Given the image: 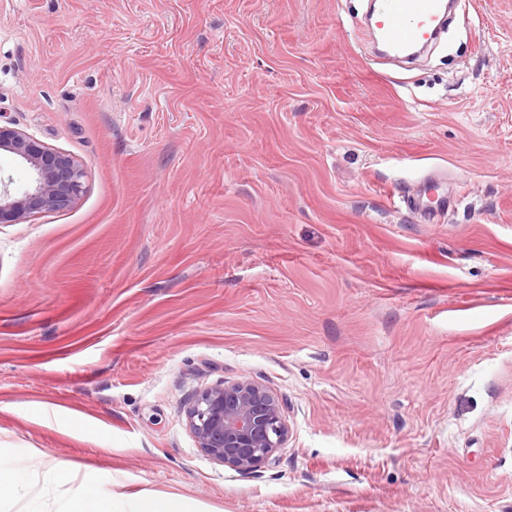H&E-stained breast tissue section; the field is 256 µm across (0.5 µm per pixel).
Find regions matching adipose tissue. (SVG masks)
<instances>
[{
	"label": "adipose tissue",
	"instance_id": "obj_1",
	"mask_svg": "<svg viewBox=\"0 0 512 512\" xmlns=\"http://www.w3.org/2000/svg\"><path fill=\"white\" fill-rule=\"evenodd\" d=\"M64 479L73 482L74 489L56 512H187L185 503L177 498L105 488L101 475L93 469L77 473L67 462L45 459L28 471L0 453V504L23 499L27 512H45L47 496Z\"/></svg>",
	"mask_w": 512,
	"mask_h": 512
}]
</instances>
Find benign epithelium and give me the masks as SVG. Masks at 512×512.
I'll return each instance as SVG.
<instances>
[{"label":"benign epithelium","instance_id":"obj_1","mask_svg":"<svg viewBox=\"0 0 512 512\" xmlns=\"http://www.w3.org/2000/svg\"><path fill=\"white\" fill-rule=\"evenodd\" d=\"M0 152L13 155L30 174L20 193L0 180V224L63 210L79 199L84 172L69 155L6 126H0ZM186 421L201 452L242 475L277 464L288 437L284 403L264 383L249 378L197 392Z\"/></svg>","mask_w":512,"mask_h":512}]
</instances>
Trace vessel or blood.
Listing matches in <instances>:
<instances>
[{
    "instance_id": "obj_1",
    "label": "vessel or blood",
    "mask_w": 512,
    "mask_h": 512,
    "mask_svg": "<svg viewBox=\"0 0 512 512\" xmlns=\"http://www.w3.org/2000/svg\"><path fill=\"white\" fill-rule=\"evenodd\" d=\"M447 0H381L374 25L386 56L403 58L429 44L442 22Z\"/></svg>"
}]
</instances>
